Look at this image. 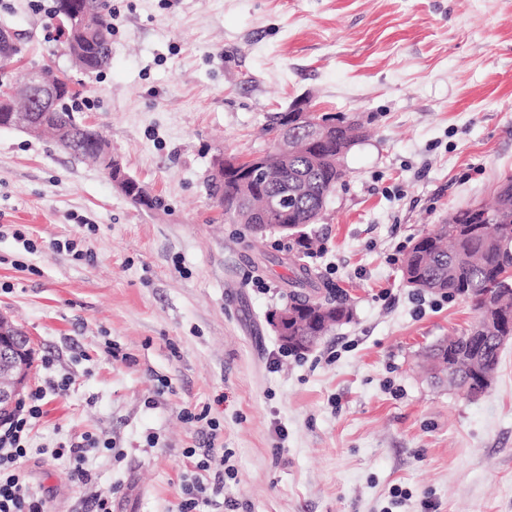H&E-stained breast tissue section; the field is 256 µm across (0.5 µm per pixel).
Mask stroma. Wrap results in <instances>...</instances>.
<instances>
[{
	"label": "stroma",
	"instance_id": "1",
	"mask_svg": "<svg viewBox=\"0 0 512 512\" xmlns=\"http://www.w3.org/2000/svg\"><path fill=\"white\" fill-rule=\"evenodd\" d=\"M111 60L87 74L56 0H0L23 49L0 81L50 67L79 118L159 207L134 204L52 139L0 128V314L34 347L50 396L23 461L48 512H177L186 481H223L216 512H512V341L476 398L431 384L426 347L468 327L470 301L421 293L402 259L421 233L512 172V0H111ZM297 101L360 121L364 138L316 224L306 263L352 310L311 351L269 318L287 252L220 216V157L269 150L263 128ZM76 238L85 253L57 249ZM53 368H46V361ZM207 411L218 452L184 412ZM106 433L90 485L54 448Z\"/></svg>",
	"mask_w": 512,
	"mask_h": 512
}]
</instances>
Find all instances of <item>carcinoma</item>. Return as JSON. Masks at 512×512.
I'll list each match as a JSON object with an SVG mask.
<instances>
[{
  "label": "carcinoma",
  "instance_id": "obj_1",
  "mask_svg": "<svg viewBox=\"0 0 512 512\" xmlns=\"http://www.w3.org/2000/svg\"><path fill=\"white\" fill-rule=\"evenodd\" d=\"M96 36L66 44L68 55L86 73L100 70L110 55L111 24L108 14L95 15ZM72 91L63 92L55 103L58 126L70 129L81 142L85 152L81 160L98 161L89 154L93 147L105 140L97 128L84 123L68 105ZM362 128L352 127L347 119H336V125L324 139L311 142L303 130L288 128V184L271 180L267 192H287L291 183L306 186V192L290 205L287 218L281 223L267 226L254 224L239 205L240 195L247 192L237 174L224 172V180L215 183L222 191L220 206L224 215L262 234L267 228H276L294 238L298 249L272 259L288 268L285 280L290 305L299 307V320L308 328H316L327 335L334 326L350 318L344 304H334L318 298L320 276L301 262V255L308 247L307 227L317 220L328 197L346 172L336 166L360 140ZM499 217L491 222H480L471 212L465 211L417 239V243L403 260L404 280L420 290L448 298L464 296L479 311L478 319L469 327L439 340V345L429 346L423 360L430 379L442 384L437 372L454 366V377L448 387L460 390L471 398L484 394L491 386L497 371L501 345L498 338L504 335L498 319L512 316V174L505 175L495 191L493 203L486 206Z\"/></svg>",
  "mask_w": 512,
  "mask_h": 512
}]
</instances>
